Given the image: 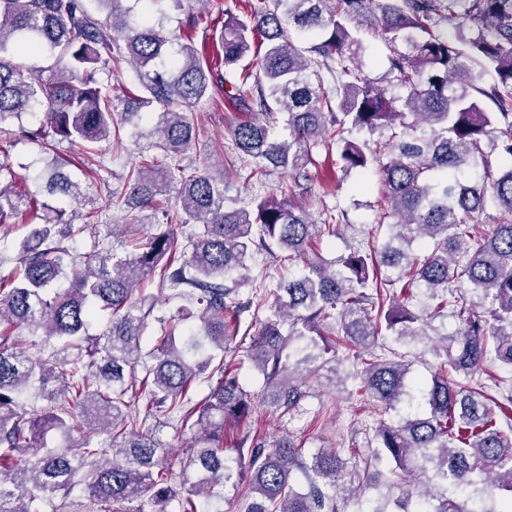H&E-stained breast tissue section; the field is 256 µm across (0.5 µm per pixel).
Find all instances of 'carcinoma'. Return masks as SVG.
<instances>
[{
  "label": "carcinoma",
  "mask_w": 512,
  "mask_h": 512,
  "mask_svg": "<svg viewBox=\"0 0 512 512\" xmlns=\"http://www.w3.org/2000/svg\"><path fill=\"white\" fill-rule=\"evenodd\" d=\"M141 2L0 0V135L32 114L36 128L19 126L29 140L57 138L93 154L105 141L123 147L126 125H148L127 162L126 193L108 196L81 224L69 217L85 195L67 159L42 174L51 205L16 190L10 162H0V226L32 217L16 266L0 276V512H42V504L121 512L118 504L133 501L140 507L130 512H167L172 502L176 512H199L228 489L244 501L240 512H339L363 488L382 486L393 496L369 512H512V0H250L242 18L225 12L212 30L224 69L249 57L256 68L225 96L240 109L256 104L285 116L279 131L258 121L231 130L248 179L274 171L289 179L279 196L249 207L227 204L224 186L182 164L195 132L186 112L224 80L192 37L209 22L194 9L206 0H151L155 12L134 22ZM170 10L186 15L185 26L167 28ZM363 29L389 48L398 96L350 66ZM29 54L57 64L35 71L19 61ZM124 60L139 92L118 96L101 74ZM473 64L496 83L477 84ZM384 131L375 148L349 138ZM500 133L502 167L475 172L482 144ZM318 145L336 148L346 170L378 174L381 220H391L381 245L334 260L317 250L341 226L333 209L315 223L295 202L296 191L311 192ZM155 148L163 157L147 155ZM489 207L497 224L481 235L470 218ZM112 208L159 214L166 229L129 252L115 234L111 249L96 237L82 253L64 244L94 233ZM189 224L196 231L184 240L177 227ZM275 249L288 277L239 298L251 254ZM147 276L202 309L158 318L161 334L144 353L153 306L138 291ZM100 310L110 317L92 336ZM193 316L197 323L182 327ZM448 316L459 329L435 341L431 380L412 377L399 348ZM21 328L35 336L28 347ZM239 336L249 343L236 360L227 354ZM341 344L360 395L384 414L368 455L356 451L351 462L332 448L306 458L293 441L269 444L258 433L224 446L226 426L255 413L240 364L262 376L263 403L293 415L313 376L345 383L336 368ZM494 364L503 375L492 395L475 378ZM213 376L207 396L191 404L192 383ZM34 390L45 405L30 413ZM133 394L148 397L154 417L196 430L181 456L168 459L166 444L142 430ZM100 433L110 443L95 440ZM76 487L80 501L70 498Z\"/></svg>",
  "instance_id": "carcinoma-1"
}]
</instances>
